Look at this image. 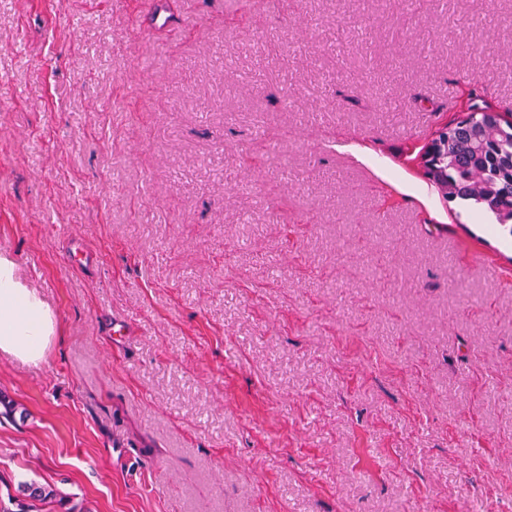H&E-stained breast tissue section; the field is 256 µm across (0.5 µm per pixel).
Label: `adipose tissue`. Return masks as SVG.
Here are the masks:
<instances>
[{
    "label": "adipose tissue",
    "instance_id": "ef3b65f1",
    "mask_svg": "<svg viewBox=\"0 0 512 512\" xmlns=\"http://www.w3.org/2000/svg\"><path fill=\"white\" fill-rule=\"evenodd\" d=\"M57 320L35 289L19 281L12 261L0 256V352L39 364L54 338Z\"/></svg>",
    "mask_w": 512,
    "mask_h": 512
}]
</instances>
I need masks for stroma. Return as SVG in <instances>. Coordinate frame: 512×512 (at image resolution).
I'll list each match as a JSON object with an SVG mask.
<instances>
[{
  "label": "stroma",
  "instance_id": "1",
  "mask_svg": "<svg viewBox=\"0 0 512 512\" xmlns=\"http://www.w3.org/2000/svg\"><path fill=\"white\" fill-rule=\"evenodd\" d=\"M472 102L512 0H0V255L57 319L0 498L506 512L512 276L421 160ZM17 493L18 496L13 497L12 501L17 505L19 512H31L32 506L34 504H26L23 502V500L18 499L19 496H22L26 499H29L30 501H44L47 498H50L53 496V490H47L46 488L37 486L36 483L31 481H21L17 485Z\"/></svg>",
  "mask_w": 512,
  "mask_h": 512
}]
</instances>
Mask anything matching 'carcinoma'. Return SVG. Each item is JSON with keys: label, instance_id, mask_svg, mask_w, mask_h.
Instances as JSON below:
<instances>
[{"label": "carcinoma", "instance_id": "1", "mask_svg": "<svg viewBox=\"0 0 512 512\" xmlns=\"http://www.w3.org/2000/svg\"><path fill=\"white\" fill-rule=\"evenodd\" d=\"M487 107H470L468 131L448 136L442 167L446 171L443 194L450 202H459L475 214L488 213L498 224L512 225V122L503 120L492 133L480 141L473 132L484 119ZM18 496L12 498L18 512H32L23 499L43 501L53 491L31 481L17 485Z\"/></svg>", "mask_w": 512, "mask_h": 512}]
</instances>
